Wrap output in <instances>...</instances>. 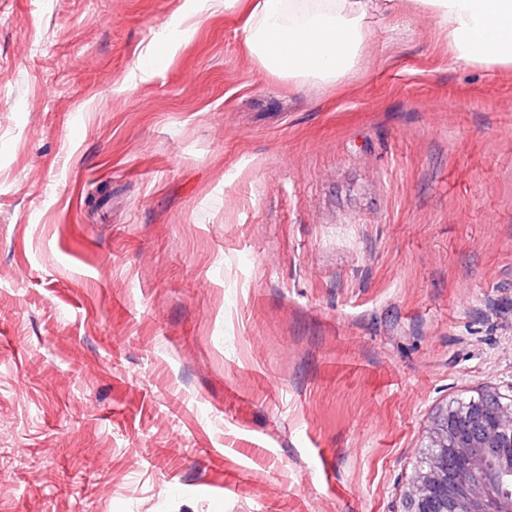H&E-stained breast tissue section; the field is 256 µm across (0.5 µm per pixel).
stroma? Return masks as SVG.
Returning <instances> with one entry per match:
<instances>
[{"label": "stroma", "mask_w": 512, "mask_h": 512, "mask_svg": "<svg viewBox=\"0 0 512 512\" xmlns=\"http://www.w3.org/2000/svg\"><path fill=\"white\" fill-rule=\"evenodd\" d=\"M237 0H0V512H401L512 392V66L389 26L263 72Z\"/></svg>", "instance_id": "stroma-1"}]
</instances>
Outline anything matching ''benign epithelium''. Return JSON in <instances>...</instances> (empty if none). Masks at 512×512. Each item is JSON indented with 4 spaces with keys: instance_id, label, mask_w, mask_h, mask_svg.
I'll return each instance as SVG.
<instances>
[{
    "instance_id": "7a95c632",
    "label": "benign epithelium",
    "mask_w": 512,
    "mask_h": 512,
    "mask_svg": "<svg viewBox=\"0 0 512 512\" xmlns=\"http://www.w3.org/2000/svg\"><path fill=\"white\" fill-rule=\"evenodd\" d=\"M478 427L470 435L459 420ZM512 473V397L496 389L453 403L434 417L402 512H512L499 484Z\"/></svg>"
}]
</instances>
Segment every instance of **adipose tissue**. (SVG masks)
Masks as SVG:
<instances>
[{
  "label": "adipose tissue",
  "mask_w": 512,
  "mask_h": 512,
  "mask_svg": "<svg viewBox=\"0 0 512 512\" xmlns=\"http://www.w3.org/2000/svg\"><path fill=\"white\" fill-rule=\"evenodd\" d=\"M392 0H257L243 24L244 42L262 68L306 83L333 82L356 65ZM448 33L457 60L512 64V0H416Z\"/></svg>",
  "instance_id": "obj_1"
}]
</instances>
